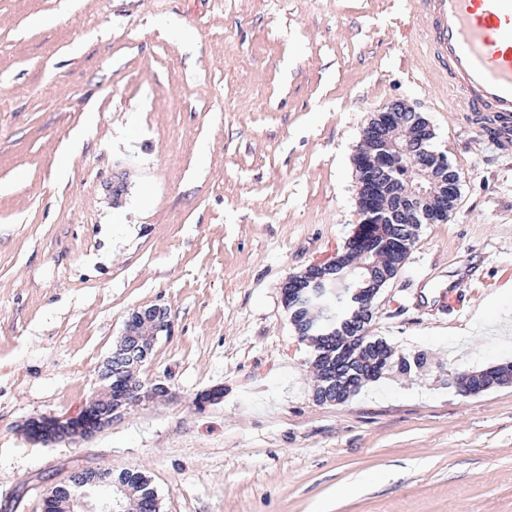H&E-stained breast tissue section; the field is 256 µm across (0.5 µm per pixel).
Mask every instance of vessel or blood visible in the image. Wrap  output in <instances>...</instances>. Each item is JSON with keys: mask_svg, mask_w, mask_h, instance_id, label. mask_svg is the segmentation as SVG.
Returning <instances> with one entry per match:
<instances>
[{"mask_svg": "<svg viewBox=\"0 0 512 512\" xmlns=\"http://www.w3.org/2000/svg\"><path fill=\"white\" fill-rule=\"evenodd\" d=\"M429 18L434 77L452 80L453 111L477 116L475 136L512 137V0H417Z\"/></svg>", "mask_w": 512, "mask_h": 512, "instance_id": "1", "label": "vessel or blood"}]
</instances>
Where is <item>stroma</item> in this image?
<instances>
[{"mask_svg":"<svg viewBox=\"0 0 512 512\" xmlns=\"http://www.w3.org/2000/svg\"><path fill=\"white\" fill-rule=\"evenodd\" d=\"M425 29L412 0H0V512L87 468L145 470L164 512H512V384H448L512 362V151L451 111ZM399 99L460 194L368 333L428 363L322 404L281 287L352 234L362 130ZM155 303L140 375L170 400L29 442Z\"/></svg>","mask_w":512,"mask_h":512,"instance_id":"obj_1","label":"stroma"}]
</instances>
